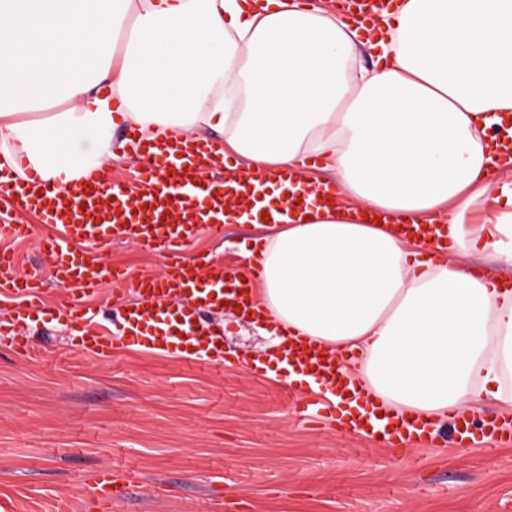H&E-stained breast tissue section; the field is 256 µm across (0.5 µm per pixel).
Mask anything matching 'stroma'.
<instances>
[{
    "mask_svg": "<svg viewBox=\"0 0 512 512\" xmlns=\"http://www.w3.org/2000/svg\"><path fill=\"white\" fill-rule=\"evenodd\" d=\"M34 237L6 241L17 272L37 277L48 314L16 333L26 357L0 344V503L11 512H512V445L480 437L462 446L441 424L436 448H387L343 435L338 411L321 424L294 414L299 389L232 365L218 370L175 356L127 350L99 360L78 352L54 308L63 288L38 247L50 234L25 215ZM264 224H228L223 240L200 233L186 256L207 254L246 269ZM106 264L158 275L161 255L112 244ZM225 356H270L269 336L231 311L204 313ZM142 481L95 509L82 479L100 467Z\"/></svg>",
    "mask_w": 512,
    "mask_h": 512,
    "instance_id": "stroma-1",
    "label": "stroma"
}]
</instances>
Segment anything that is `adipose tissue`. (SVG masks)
Listing matches in <instances>:
<instances>
[{
    "label": "adipose tissue",
    "instance_id": "ef3b65f1",
    "mask_svg": "<svg viewBox=\"0 0 512 512\" xmlns=\"http://www.w3.org/2000/svg\"><path fill=\"white\" fill-rule=\"evenodd\" d=\"M129 124L223 134L268 207L271 173L313 158L350 198L306 199L261 245L262 333L322 342L385 411L512 406V289L463 264L512 253V168L488 146L512 136V0H396L371 31L330 0H0V170L68 189ZM77 130L94 153L61 147ZM365 211L446 225L448 249Z\"/></svg>",
    "mask_w": 512,
    "mask_h": 512
}]
</instances>
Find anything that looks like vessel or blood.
<instances>
[{
  "label": "vessel or blood",
  "instance_id": "obj_1",
  "mask_svg": "<svg viewBox=\"0 0 512 512\" xmlns=\"http://www.w3.org/2000/svg\"><path fill=\"white\" fill-rule=\"evenodd\" d=\"M346 2L355 15L371 22L392 0ZM130 146L142 160L134 181L114 177L104 166L91 181H79L65 193L39 181L21 184L0 179V196H10L16 210L34 213L40 223L53 228L51 235L40 239L39 247L53 257L54 276L68 290L60 312L76 334V350L97 357L121 350L160 352L224 367L219 336L198 320L197 311L226 302L246 312L252 307L251 298L243 293L242 280L231 277L222 262L208 256L188 259L182 251L200 231L222 234L225 201H252L251 184L242 176L216 172L213 157L219 147L210 142L166 145L137 138ZM116 240L148 252L164 251L166 264L161 276L133 280L140 300L124 306V325L114 335L102 328L86 301L105 281L123 279L124 274L100 265L94 254L77 252L76 247L86 244L103 250ZM0 295L19 300L0 312V333L18 353H33V346L14 330L41 310L43 290L35 277L16 273L13 256L4 251L0 252ZM284 357L295 373L312 376L321 388L347 385L335 360L310 341L290 343ZM345 432L389 448L408 441L431 447L436 441L428 423L390 415L381 425L369 412L351 421ZM137 477L133 470L101 467L88 473L83 485L89 498L106 503L116 489Z\"/></svg>",
  "mask_w": 512,
  "mask_h": 512
}]
</instances>
